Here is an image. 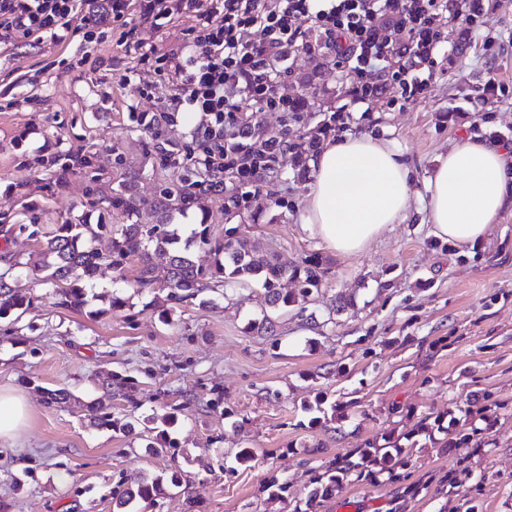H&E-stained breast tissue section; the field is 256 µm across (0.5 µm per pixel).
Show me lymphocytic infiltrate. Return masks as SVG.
<instances>
[{
  "mask_svg": "<svg viewBox=\"0 0 512 512\" xmlns=\"http://www.w3.org/2000/svg\"><path fill=\"white\" fill-rule=\"evenodd\" d=\"M94 1L101 11L86 18L90 32L128 12L127 0H0V44L64 36L72 17ZM142 8L157 21L197 18L167 58L170 109L198 115L194 164L216 175L238 163L253 110L299 111V103L276 95L287 52L330 57L351 75L343 111H359L378 96L379 85L364 79L373 71L391 72L406 103L429 90L416 68L441 56L444 25L476 33L487 11L486 0H144ZM257 31L262 41H253Z\"/></svg>",
  "mask_w": 512,
  "mask_h": 512,
  "instance_id": "1",
  "label": "lymphocytic infiltrate"
}]
</instances>
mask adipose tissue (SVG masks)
<instances>
[{
	"label": "adipose tissue",
	"mask_w": 512,
	"mask_h": 512,
	"mask_svg": "<svg viewBox=\"0 0 512 512\" xmlns=\"http://www.w3.org/2000/svg\"><path fill=\"white\" fill-rule=\"evenodd\" d=\"M417 176L390 140L338 137L312 162L302 221L327 250L356 254L405 219ZM427 191L434 235L473 252L512 208V154L489 140L461 138L439 159Z\"/></svg>",
	"instance_id": "ef3b65f1"
}]
</instances>
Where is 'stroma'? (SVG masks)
Returning <instances> with one entry per match:
<instances>
[{"mask_svg":"<svg viewBox=\"0 0 512 512\" xmlns=\"http://www.w3.org/2000/svg\"><path fill=\"white\" fill-rule=\"evenodd\" d=\"M193 23L182 15L155 28L134 2L126 25L93 41L77 17L66 39L0 51V223L9 229L0 261L17 262L19 289L32 299L20 320H0V387L29 402L21 435L0 443V512H114L118 485L174 471L186 490L147 512H512V211L471 255L435 237L425 211L426 179L455 139L487 138L512 152V0H493L481 34L446 29L425 97L402 106L387 95L369 118L353 113L349 134L392 140L418 171L406 219L364 251L330 253L305 228L309 180L295 176L290 155L277 166L287 207L252 194L258 222L247 237L289 266L314 253L327 262L305 308L270 309L257 283L227 291L215 281L180 302L164 289L139 292L129 286L132 259L120 274L103 263L84 310L61 307L29 267L41 249L30 233L67 222L120 226L125 218L107 200L129 174L147 202L140 223H155L149 203L167 173L138 120L165 111L171 85L142 52L170 53ZM491 79L504 87L492 98ZM279 93L302 100L294 136L346 97L332 63L300 51ZM70 154L94 164L66 168ZM115 294L126 300L118 310ZM266 318L269 333L257 328ZM110 371L132 381L130 398L112 400L115 417L176 408L178 448L153 454L141 439L87 424L80 405ZM45 387L76 401L46 406ZM320 398L347 404L346 418L311 424L308 407ZM496 400L504 407L482 447L449 448L441 430L416 432L425 416L445 412L470 428L471 411ZM389 435L400 439L401 479L362 472L309 510L314 476ZM243 448L253 458L240 463ZM274 481L287 484L283 498L271 497Z\"/></svg>","mask_w":512,"mask_h":512,"instance_id":"35a3bbf8","label":"stroma"}]
</instances>
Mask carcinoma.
Here are the masks:
<instances>
[{
    "instance_id": "obj_1",
    "label": "carcinoma",
    "mask_w": 512,
    "mask_h": 512,
    "mask_svg": "<svg viewBox=\"0 0 512 512\" xmlns=\"http://www.w3.org/2000/svg\"><path fill=\"white\" fill-rule=\"evenodd\" d=\"M169 121V117H157L153 137V148L158 165L167 169L176 165L175 152L160 141L159 126ZM286 127L256 128L242 147V159L260 165V173L277 172V155L287 151L294 162L296 175L304 177L309 169L307 162L317 149L321 140L339 130V121L329 116L318 120L297 140H288ZM203 173L188 170L178 176L172 175L160 185L159 196L155 202L157 223L148 226L137 222L143 200L134 187L133 178L123 181L120 188L113 190L109 198L112 209L120 212L127 223L117 230L106 224H60L46 237L42 246L40 270L45 272L44 281L51 285L63 284L57 289L59 304L73 310H83L88 304L96 270L100 267L102 256L91 246L92 240L102 235L112 238V267L119 269L123 262L135 258L138 262L135 287L140 291L152 290L158 286L170 289V298L184 301L197 297L212 280L226 286H244L253 281L261 283L264 289V302L274 309L302 305L308 301L313 291L324 285L329 273L322 258L312 255L294 267L281 264L276 255L264 251L250 238L244 236L241 227L255 221L249 212L251 191L248 190L242 174L236 168H224V176L219 183L207 190L202 188ZM224 195V214L229 224L224 227V237L216 238L207 226L201 224L193 229L191 235H182L180 225L172 223L176 212L193 207L202 208L205 195ZM206 248L213 256L212 264L204 268L197 264V250ZM16 265L0 270V319L13 316L20 318L30 304L26 296L20 294L13 281L16 277ZM295 288L288 289V283ZM129 379L119 373H107L101 380L100 395L85 403H78L84 417L95 428L112 429L131 434L137 425L133 421L120 423L112 417V387L122 390ZM44 402L53 407L67 404L73 395L65 388L43 389ZM148 426L143 431L145 448L153 453L164 452L176 447L169 439L165 427L174 424L175 415L166 412L146 419ZM164 428L157 431L156 423ZM477 429L469 432L460 430L455 439L448 443L450 448H478L475 440ZM401 448L396 442L376 446L370 444L360 452V461L348 459L339 465H330L326 470V480L317 481L309 492V499L328 498L343 487L351 475L364 463L380 466L389 479L398 480L396 457ZM182 487L176 476L165 481L161 477L145 478L136 486L122 491L112 492L117 512H131V506L142 503L151 505L157 497Z\"/></svg>"
}]
</instances>
